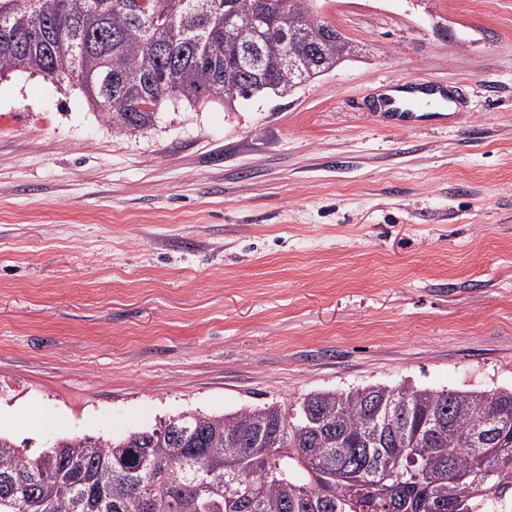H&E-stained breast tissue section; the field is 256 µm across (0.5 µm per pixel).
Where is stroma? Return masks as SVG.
Instances as JSON below:
<instances>
[{
  "mask_svg": "<svg viewBox=\"0 0 512 512\" xmlns=\"http://www.w3.org/2000/svg\"><path fill=\"white\" fill-rule=\"evenodd\" d=\"M350 61L115 131L0 78V433L34 456L368 384L512 386V0H320ZM458 90L447 121L361 109Z\"/></svg>",
  "mask_w": 512,
  "mask_h": 512,
  "instance_id": "35a3bbf8",
  "label": "stroma"
}]
</instances>
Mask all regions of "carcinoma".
<instances>
[{
    "mask_svg": "<svg viewBox=\"0 0 512 512\" xmlns=\"http://www.w3.org/2000/svg\"><path fill=\"white\" fill-rule=\"evenodd\" d=\"M0 0V76L76 83L112 125L150 128L161 104L285 96L354 53L342 37L293 72L245 47L332 28L317 0ZM390 418L368 404L397 394ZM505 417L479 447L466 437ZM249 486H227L224 471ZM512 499V387L370 384L224 414L185 412L123 439L62 437L36 456L0 435V512H498Z\"/></svg>",
    "mask_w": 512,
    "mask_h": 512,
    "instance_id": "1",
    "label": "carcinoma"
}]
</instances>
